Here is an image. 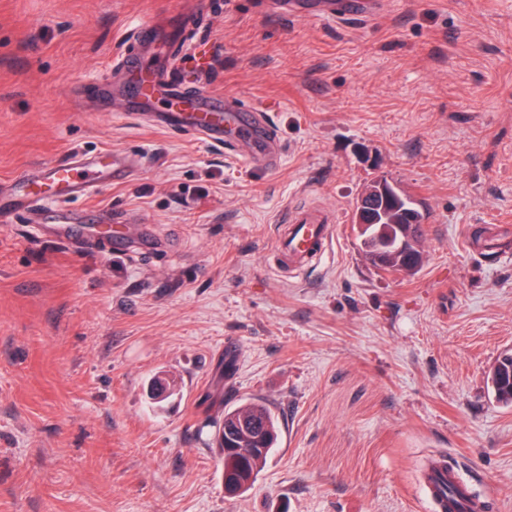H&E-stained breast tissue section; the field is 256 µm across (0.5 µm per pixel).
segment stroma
<instances>
[{
    "mask_svg": "<svg viewBox=\"0 0 512 512\" xmlns=\"http://www.w3.org/2000/svg\"><path fill=\"white\" fill-rule=\"evenodd\" d=\"M193 20L169 55L191 91L271 116L279 168L127 116L112 86L136 25ZM105 148L131 176L52 200L129 250L0 217V512H430L441 455L512 512V0H385L372 20L261 0H0V181ZM419 200L424 261L386 272L354 205L376 179ZM318 207L329 253L275 268L274 227ZM180 393L153 408L157 374ZM266 402L279 442L224 492L214 404ZM79 244L82 249L90 251H105L107 247L123 248L125 245V236L121 229L116 226L107 232L101 234L95 226L87 228L79 236ZM502 357L497 360L489 373L491 391L498 404L512 407V358L506 360Z\"/></svg>",
    "mask_w": 512,
    "mask_h": 512,
    "instance_id": "obj_1",
    "label": "stroma"
}]
</instances>
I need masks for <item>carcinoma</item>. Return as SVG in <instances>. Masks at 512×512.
I'll return each instance as SVG.
<instances>
[{"instance_id":"obj_1","label":"carcinoma","mask_w":512,"mask_h":512,"mask_svg":"<svg viewBox=\"0 0 512 512\" xmlns=\"http://www.w3.org/2000/svg\"><path fill=\"white\" fill-rule=\"evenodd\" d=\"M378 221L361 232V253L365 260L376 249L390 255L409 225L418 236H423L421 224L426 214L420 205L404 190L391 193L377 210ZM495 401L512 407V358L498 359L489 373ZM215 427V441L224 465V477L239 486L243 493L251 488L258 473L272 451L278 435V419L272 409L261 400H253L224 409L210 421Z\"/></svg>"}]
</instances>
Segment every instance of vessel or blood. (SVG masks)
Wrapping results in <instances>:
<instances>
[{"label":"vessel or blood","instance_id":"vessel-or-blood-1","mask_svg":"<svg viewBox=\"0 0 512 512\" xmlns=\"http://www.w3.org/2000/svg\"><path fill=\"white\" fill-rule=\"evenodd\" d=\"M273 6L289 17L332 22L368 21L382 9L381 0H274ZM172 36V31L145 24L133 31L129 41L143 45L166 42ZM171 69L168 57L155 58L146 69L149 86L137 81L126 85L122 95L129 115L140 116L148 112L152 100L161 99L167 108L150 114L151 126L200 136L250 165L274 169L281 164L283 142L262 108L242 103L232 95L186 94L182 83L172 77ZM129 174L126 157L112 151L94 156L77 153L67 162L43 165L36 176L14 178L8 192L0 193V212L31 209L48 196L85 198L91 195L95 182L115 183L126 180ZM334 237V220L326 211L295 213L277 230L275 265L285 272L306 268L325 253ZM79 244L90 251L121 248L125 236L116 227L105 233L90 227L81 233ZM435 467L434 479L426 490L434 512H468L469 495L458 474L443 460ZM446 485L455 488L454 496L443 493Z\"/></svg>","mask_w":512,"mask_h":512}]
</instances>
